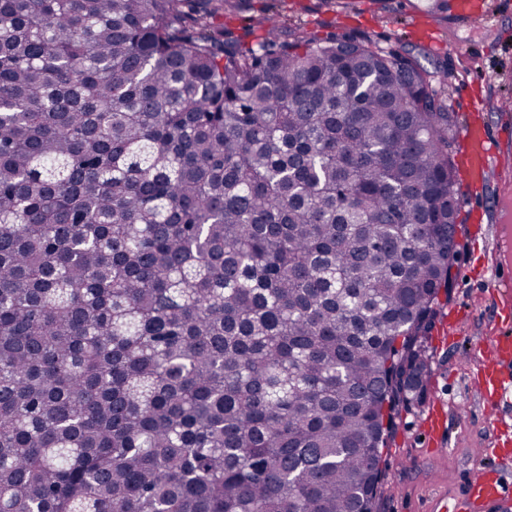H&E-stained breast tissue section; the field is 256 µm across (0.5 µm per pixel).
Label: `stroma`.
<instances>
[{
  "label": "stroma",
  "mask_w": 512,
  "mask_h": 512,
  "mask_svg": "<svg viewBox=\"0 0 512 512\" xmlns=\"http://www.w3.org/2000/svg\"><path fill=\"white\" fill-rule=\"evenodd\" d=\"M435 0H356L355 9L324 8L319 0H252V7L224 16L235 34L261 36L259 12L276 16L284 29L321 35L365 34L381 46L418 55L425 67L448 68L450 101L460 125L485 124L512 153V0H481L484 16L468 21ZM512 207V166H492L477 191L462 189L458 236L463 245L456 282L425 344L431 372L421 401L402 412L383 452L378 512H430L436 499L463 496L488 463L496 428L512 430V412L492 416L477 366L496 337L512 336V288L493 284L492 261L506 241L497 224ZM439 414L444 449L425 439L424 422Z\"/></svg>",
  "instance_id": "obj_1"
}]
</instances>
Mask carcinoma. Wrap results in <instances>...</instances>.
Instances as JSON below:
<instances>
[{"label": "carcinoma", "instance_id": "carcinoma-1", "mask_svg": "<svg viewBox=\"0 0 512 512\" xmlns=\"http://www.w3.org/2000/svg\"><path fill=\"white\" fill-rule=\"evenodd\" d=\"M244 0H0V512H377L454 288L458 113Z\"/></svg>", "mask_w": 512, "mask_h": 512}]
</instances>
